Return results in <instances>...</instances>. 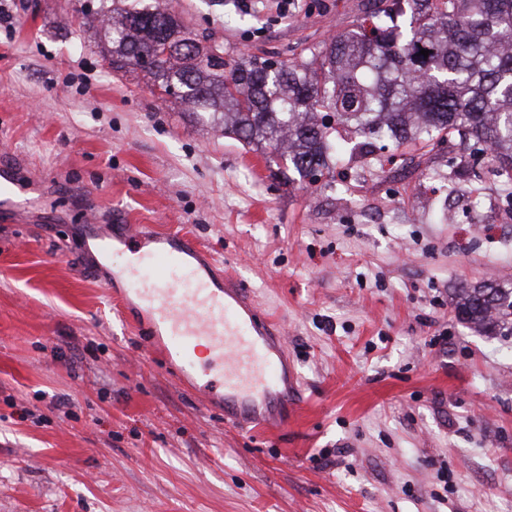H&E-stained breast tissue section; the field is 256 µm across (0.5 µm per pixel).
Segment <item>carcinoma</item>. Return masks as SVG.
I'll return each instance as SVG.
<instances>
[{"instance_id":"1","label":"carcinoma","mask_w":512,"mask_h":512,"mask_svg":"<svg viewBox=\"0 0 512 512\" xmlns=\"http://www.w3.org/2000/svg\"><path fill=\"white\" fill-rule=\"evenodd\" d=\"M83 25L120 69L178 36L183 56L146 72L152 85L198 121L284 160L290 183L314 184L380 140L399 149L457 135L489 149L512 198V0H391L317 52L276 68L230 56L227 71L193 58V32L159 4L99 0ZM454 309L485 336L512 333V283L460 288Z\"/></svg>"}]
</instances>
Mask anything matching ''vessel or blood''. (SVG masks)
Here are the masks:
<instances>
[{"instance_id":"1","label":"vessel or blood","mask_w":512,"mask_h":512,"mask_svg":"<svg viewBox=\"0 0 512 512\" xmlns=\"http://www.w3.org/2000/svg\"><path fill=\"white\" fill-rule=\"evenodd\" d=\"M26 191L14 166L1 162L0 210L21 205ZM94 237L104 259L133 254V261L113 266L112 281L125 307L144 314L139 336L180 383L216 374L221 388L205 389L204 399L222 400L225 419L243 428L287 405L298 378L282 329L195 239L134 224L114 230L99 224Z\"/></svg>"}]
</instances>
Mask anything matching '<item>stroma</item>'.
<instances>
[{
  "mask_svg": "<svg viewBox=\"0 0 512 512\" xmlns=\"http://www.w3.org/2000/svg\"><path fill=\"white\" fill-rule=\"evenodd\" d=\"M161 3L233 55L292 58L380 0ZM96 0H0V512H512V336L454 288L512 281V203L466 145L354 156L306 190L76 32ZM194 236L283 328L299 406L240 429L146 350L84 226ZM68 412L53 410L56 400ZM15 174L14 165L1 160L0 163V210L11 211L22 204L29 189Z\"/></svg>",
  "mask_w": 512,
  "mask_h": 512,
  "instance_id": "stroma-1",
  "label": "stroma"
}]
</instances>
